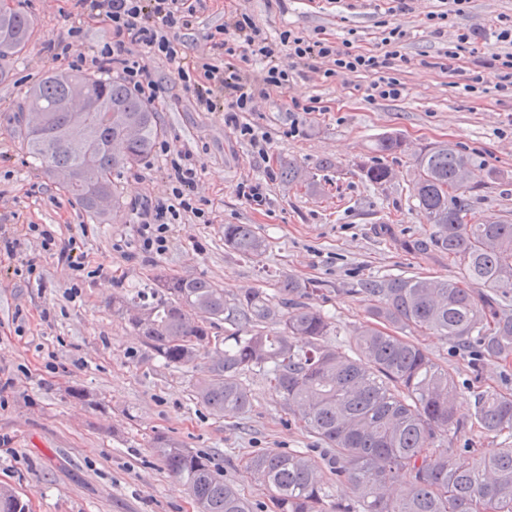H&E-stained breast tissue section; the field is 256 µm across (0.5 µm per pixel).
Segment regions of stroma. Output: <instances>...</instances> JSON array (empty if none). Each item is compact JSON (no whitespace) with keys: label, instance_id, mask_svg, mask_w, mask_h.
I'll return each instance as SVG.
<instances>
[{"label":"stroma","instance_id":"35a3bbf8","mask_svg":"<svg viewBox=\"0 0 512 512\" xmlns=\"http://www.w3.org/2000/svg\"><path fill=\"white\" fill-rule=\"evenodd\" d=\"M39 21L28 46L0 59V238L15 237L16 252L0 250V485L14 489L29 512H197L185 487L153 454L151 438L165 434L184 447L212 456L224 477L249 498L255 512H269L264 487L242 468L257 451L283 453L317 447V440L284 409L262 376L245 373L250 395L245 412L220 417L194 398L207 376V361L174 369L163 366L136 334L128 315L112 310L113 296L146 282L156 269L200 276L226 296L249 288L275 293L277 279L318 282L307 303L336 326L329 342L348 350L354 330L365 324V305L355 289L379 275L460 278L446 256L413 249L430 240L428 224L409 195L420 147L451 142L484 166L512 173V95L498 92V75L487 65L500 49L493 21L512 14V0H470L454 26L478 28L473 52L453 69H440L453 36L430 33L427 12L438 0H413L400 20L407 32V58L396 76L401 97L371 99V76L326 78L292 71L287 89L270 90L240 124L266 136L267 159L249 137L227 125L222 111L197 107L192 91L162 59L152 71L166 89L155 102L171 151H190L198 167L193 194L204 219L184 214L172 223L165 252L141 246L143 210L166 201L172 185L166 160L153 152L147 163L115 172L122 206L104 220L90 217L64 194L56 179L20 148L15 117L27 87L46 73L69 70L49 42L64 39L74 21L73 0H22ZM391 0H207L192 26L176 32L188 56L209 54L210 32L235 13L248 14L271 40L281 32L351 41L361 51H382L383 22ZM480 77L478 92L462 87ZM315 103V111L304 106ZM396 134L408 145L386 157L392 172L384 185H367L358 169L381 136ZM329 168H322V161ZM293 162L320 185L311 194L284 181L281 164ZM261 184L266 201L243 198L244 184ZM512 217V182L473 191L469 217ZM35 224L58 240L77 238L90 276L75 279L57 256L44 251ZM251 224L268 249L249 260L224 246V227ZM37 266L28 275V263ZM437 363L457 376L458 414L473 412L471 391H512V362L487 359L473 372L470 358L440 336L416 334ZM90 400L74 397L73 389Z\"/></svg>","mask_w":512,"mask_h":512}]
</instances>
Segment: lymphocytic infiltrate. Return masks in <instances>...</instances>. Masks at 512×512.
<instances>
[{
    "mask_svg": "<svg viewBox=\"0 0 512 512\" xmlns=\"http://www.w3.org/2000/svg\"><path fill=\"white\" fill-rule=\"evenodd\" d=\"M87 17L98 20L111 34L108 42L92 57V65L106 68L120 67L127 83L148 100L162 98L163 86L154 79L150 67L153 58H162L173 64L179 78L190 81L195 72H202L205 81L194 88L196 101L205 109L223 107L228 124L239 126L242 135H251L252 129L240 125L238 115L253 109L256 98L268 90L285 88L291 70L304 68L330 78L352 73H368L375 80L370 86L372 98L395 99L401 96L403 85L394 76L397 63L402 62L400 46L406 36L397 15L409 11L408 0H396L388 12L394 21L386 26L383 52L362 53L348 43H336L322 38L305 39L292 33H283L279 45H272L248 15H240L225 22L224 39L216 41L222 49L224 66L188 61L186 54L170 39L176 27L191 25L204 9L205 0H76ZM496 40L501 48L492 56V65L498 71L497 89L512 93V15H499L495 22ZM247 46L253 56L263 63L259 79L245 75L232 63L239 46ZM169 178L173 184V204L156 205L147 213L143 223L142 247L147 251L164 252L168 244L169 218L180 212L202 215L197 207L193 188L197 169L188 152L177 153L169 160Z\"/></svg>",
    "mask_w": 512,
    "mask_h": 512,
    "instance_id": "f902f5d3",
    "label": "lymphocytic infiltrate"
}]
</instances>
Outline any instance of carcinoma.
<instances>
[{
	"mask_svg": "<svg viewBox=\"0 0 512 512\" xmlns=\"http://www.w3.org/2000/svg\"><path fill=\"white\" fill-rule=\"evenodd\" d=\"M36 25L18 7L1 8L0 59L20 53ZM76 80L102 119L71 110ZM23 108L42 117L41 131L24 128L23 149L52 174H74L63 190L95 218L121 206L112 172L140 165L163 134L151 104L107 72L51 73L26 91ZM78 123L94 144L89 161L69 143ZM374 151L395 154L405 144L387 135ZM414 167L411 197L434 228L430 244L416 249L431 246L448 255L463 276L361 283L352 292L366 302L372 322L355 330L347 352L327 342L333 322L303 302L320 291L312 280L285 276L274 297L251 288L229 298L211 280L159 269L143 287L112 297L114 311L132 306L142 312L132 326L164 365L209 359V374L194 393L214 414L245 411L250 397L242 375L258 373L324 446L318 459L301 451L245 459L244 471L266 487L271 512H512V447L478 454L451 442L468 426L512 437V393L473 394L471 421L459 420L453 373L409 338L431 333L463 354L476 348L481 357L512 358V222L490 216L468 223L469 174L478 163L457 145L423 146ZM360 172L372 186L389 179L380 162L362 164ZM224 247L259 259L267 241L251 224H226ZM151 447L187 488L197 512H254L208 456L163 434ZM464 453L474 455L469 467L455 462ZM332 481L346 485L351 497L329 500ZM393 484L402 486L397 498L386 493ZM0 512H27V504L0 487Z\"/></svg>",
	"mask_w": 512,
	"mask_h": 512,
	"instance_id": "carcinoma-1",
	"label": "carcinoma"
}]
</instances>
